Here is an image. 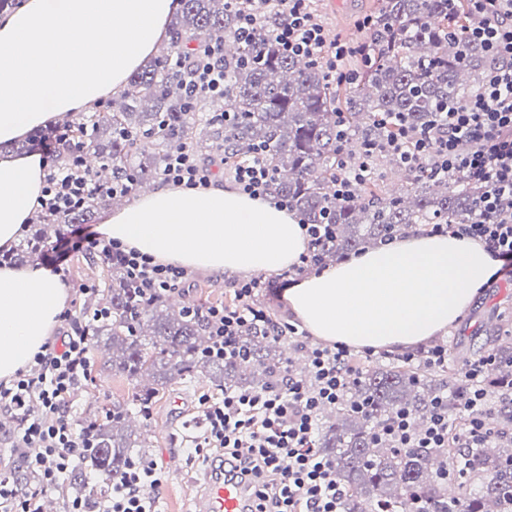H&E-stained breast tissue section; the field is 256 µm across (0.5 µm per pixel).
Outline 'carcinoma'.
Masks as SVG:
<instances>
[{"instance_id": "1", "label": "carcinoma", "mask_w": 512, "mask_h": 512, "mask_svg": "<svg viewBox=\"0 0 512 512\" xmlns=\"http://www.w3.org/2000/svg\"><path fill=\"white\" fill-rule=\"evenodd\" d=\"M369 17L366 51L343 66L355 81L334 83L318 63L283 56L270 23L247 43L234 6L181 0L166 50L134 71L104 110L65 122L80 136L91 133V152L109 179L131 174L138 185L160 178L166 157L186 146L205 144L223 157L226 169L259 154L273 176V193L288 198L302 223L334 225V237L321 247L325 261L420 225L468 224L479 215L482 187L420 169L403 193L373 177L346 200L335 193L336 180L363 159L364 147L391 133L381 120L400 117L410 135L427 129L440 113L479 92L489 66L483 49L466 40V29L478 20L470 0H376ZM210 39L234 45L224 55L231 97L202 119L184 90L186 68L171 66L169 57L186 56ZM227 110L230 120L217 117ZM339 113L345 143L337 138ZM100 202L97 197L74 211L37 216L18 246L0 254V263L42 257L69 226L93 223ZM103 280L101 297L85 303L91 311L105 310L89 330L90 351L100 355L101 368L134 381L136 391L132 407L114 405L89 419L96 425L92 445L71 474L81 484L87 470L104 483L119 477L133 461L132 449L149 447L148 424L134 422L132 413L152 406L172 382L200 373L217 390H261L277 381L284 363L266 331L241 336L244 360L205 357L209 330L203 319L166 297L144 295L116 264L104 266ZM491 344L500 373L487 386L506 394L512 390V343L488 330L476 354ZM457 392L449 370L429 380L396 362L361 368L343 402L323 414L316 441L345 490L343 512H512V404L495 408L500 446L478 451L469 470L453 476L452 497L440 472L458 452L456 431H448V447L437 451L396 448L376 435L400 410L420 424L438 395L448 394L453 410ZM360 403L364 411L353 412Z\"/></svg>"}]
</instances>
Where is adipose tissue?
<instances>
[{
	"instance_id": "ef3b65f1",
	"label": "adipose tissue",
	"mask_w": 512,
	"mask_h": 512,
	"mask_svg": "<svg viewBox=\"0 0 512 512\" xmlns=\"http://www.w3.org/2000/svg\"><path fill=\"white\" fill-rule=\"evenodd\" d=\"M176 0H24L0 18V251L39 205V154L11 147L59 116L92 110L168 38ZM100 235L188 269L252 275L298 265L308 240L295 214L211 185L161 186L108 210ZM498 262L454 234L409 236L294 281L285 308L314 337L403 351L447 332ZM68 293L40 265L0 266V379L29 369Z\"/></svg>"
}]
</instances>
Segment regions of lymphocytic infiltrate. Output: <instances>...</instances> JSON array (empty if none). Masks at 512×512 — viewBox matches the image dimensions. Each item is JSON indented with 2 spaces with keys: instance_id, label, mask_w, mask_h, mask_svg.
<instances>
[{
  "instance_id": "obj_1",
  "label": "lymphocytic infiltrate",
  "mask_w": 512,
  "mask_h": 512,
  "mask_svg": "<svg viewBox=\"0 0 512 512\" xmlns=\"http://www.w3.org/2000/svg\"><path fill=\"white\" fill-rule=\"evenodd\" d=\"M240 6L239 32L252 38L267 13L275 15L274 36L280 53L324 62L329 77L339 76V64L350 49L341 42H327L313 11L312 0H227ZM497 0H471L480 17L467 31L468 38L488 52L490 65L480 92L445 112L443 120L423 130L410 143L389 138L365 149V158L336 183L338 196L347 197L356 185L372 176L371 161L389 152L411 168L446 179L480 184L481 219L469 224L432 225L435 234L452 232L483 244L500 263L495 279L512 281V9L495 11ZM186 86L193 98L227 97L222 42L197 46L187 72ZM69 139L67 128L51 125L35 139L46 170L40 206L50 213L83 207L96 195L130 194L133 177L102 185L85 166V148L75 145L68 165H60L57 148ZM213 170L188 149L170 155L163 180L175 186H209ZM88 250L119 264L128 279L152 298L180 289L192 276L186 268L164 264L150 256L106 240L83 227L57 240L50 260L61 268L73 253ZM262 285L241 281L236 305L212 306L202 311L211 344L205 354L240 360L239 338L246 331L269 329L275 341L298 336L289 323H272L258 308L255 295ZM62 328L50 336L33 358L31 370L0 380V411L9 414L0 423V442L10 446V460L26 473L19 480L13 471L0 473V512H40L43 495L61 489L62 482L80 462L90 439L87 428L72 413V403L90 375L88 330L83 317L64 310ZM348 345L338 342L308 350V376L300 379L283 373L278 383L263 391L225 390L223 397L202 395V433L193 439V451L216 470L235 472L253 499V512H342L343 488L333 475L331 462L316 447L317 416L328 405L339 403L359 378L351 363ZM494 355L464 362L458 376L461 387L456 405L446 396L435 397L431 414L414 427L407 412H397L380 433L399 448H444L448 445V411L456 409L463 427L457 435L462 452L456 467L469 466L475 449L486 447L495 436L494 410L486 402L485 371ZM161 470L154 461L130 463L127 471L109 483L101 498L77 497L67 512H158L155 491Z\"/></svg>"
}]
</instances>
